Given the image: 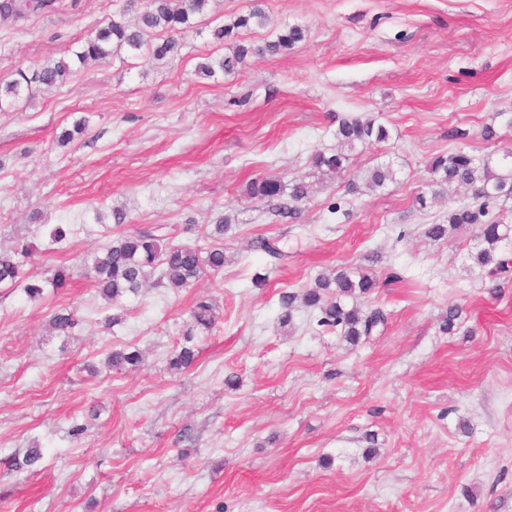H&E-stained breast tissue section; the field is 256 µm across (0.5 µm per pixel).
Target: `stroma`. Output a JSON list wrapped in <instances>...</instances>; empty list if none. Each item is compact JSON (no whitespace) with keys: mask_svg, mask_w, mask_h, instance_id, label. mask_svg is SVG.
Segmentation results:
<instances>
[{"mask_svg":"<svg viewBox=\"0 0 512 512\" xmlns=\"http://www.w3.org/2000/svg\"><path fill=\"white\" fill-rule=\"evenodd\" d=\"M124 4L57 0L0 22V81L69 57L110 19L135 23ZM256 5L271 23L243 39L285 25L305 39L237 77L200 76L204 55L229 50L213 29ZM194 23L173 60L92 62L67 88L0 110V247L31 242L35 278L70 273L34 299L0 284V512H512V273L489 293L475 227L424 234L471 199L427 171L457 132L476 155L512 150V0H212ZM364 114L391 139L352 152L298 218L247 196L254 177L310 173L313 154L338 148L335 117ZM82 118L87 133L58 146ZM382 161L396 183L349 192ZM434 189L419 210L416 195ZM224 216V268L189 288L156 284L109 306L86 272L121 230L206 249ZM54 224L74 229L59 249ZM259 235L280 238L287 259L251 250ZM345 267L374 276L360 303L385 309L384 329L352 345L303 307L280 327L282 292ZM202 297L219 317L174 372ZM452 306L462 315L446 332ZM62 308L79 320L68 337L49 325ZM108 311L122 316L110 331ZM122 349L143 362L107 367ZM30 447L41 471L11 470Z\"/></svg>","mask_w":512,"mask_h":512,"instance_id":"1","label":"stroma"}]
</instances>
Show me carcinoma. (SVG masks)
I'll use <instances>...</instances> for the list:
<instances>
[{
	"label": "carcinoma",
	"mask_w": 512,
	"mask_h": 512,
	"mask_svg": "<svg viewBox=\"0 0 512 512\" xmlns=\"http://www.w3.org/2000/svg\"><path fill=\"white\" fill-rule=\"evenodd\" d=\"M56 0H0V19L26 18L54 8ZM210 0H148L144 11L138 15L135 25L129 26L115 20L108 21L96 35L86 40L74 52L80 64L88 61H101L126 52L133 58H141L148 63L162 62L179 51L177 35L193 27L196 16L207 12ZM270 18L259 6H254L246 15L233 22L218 26L213 30V38L222 42L233 41L230 53L219 57L207 56L199 63L200 75L210 79L218 75L236 76L245 68L254 55L274 56L288 51L305 37V31L297 25H286L278 30L275 37L261 45L246 43L238 39V30L265 28ZM73 60V61H75ZM73 61L58 59L47 61L38 69L27 73L17 70V77L0 82V107L12 103L21 90L32 89V85L48 88H62L70 81ZM336 140L340 150L312 156V175L332 179L345 171L350 160L349 152L358 146L381 144L391 138V129L374 117L344 116L337 120ZM428 171L436 184L457 185L471 192L473 202L460 203L448 210L445 222L430 225L425 234L439 240L463 225L480 229L483 247L473 256L475 264L490 268L493 278L512 271L509 258L501 256L500 243L512 235L509 220L493 213L491 204L505 198H512V151L496 157L492 154L476 156L466 146L440 153L428 162ZM396 181V170L390 163H380L361 176L360 182L351 183L352 193L364 190L374 192ZM311 184L303 178H296L289 185L288 201L275 205L276 213L294 217L300 213V203L309 198ZM281 182L272 176L258 177L247 185V195L257 201L272 203L283 197ZM50 243L63 245L73 235L69 224H56L48 232ZM252 249L262 251L275 260H282L288 254L280 247V239L258 236L252 240ZM33 253V245L16 242L8 250L0 249V284L10 283L20 286L27 296L35 298L49 285L55 289L64 288L70 274L63 267L54 270L52 276L43 283H29L24 266ZM219 271L224 267V247L212 246L206 250L190 246L164 242V239L151 231L140 230L122 233L112 240L91 266L94 281L102 295L116 302L127 294H137L149 279L169 287L188 288L197 281L204 268ZM376 287V280L366 274L355 275L343 269L333 276L322 275L314 285L302 292H283L279 303L282 309V322L288 323L296 303L320 314L318 325L340 331L346 340L356 343L361 338L373 335L374 331L387 323L386 314L379 308L365 313L353 304L348 306L341 299H356L368 294ZM217 315L215 305L206 300L196 303L192 310L193 326L210 331ZM55 331L63 336L71 335L78 323L73 311L62 308L51 318ZM185 344L170 360V368L181 371L189 368L196 359L193 344V330L184 334ZM140 362L138 352L114 351L108 364L115 369ZM43 453L41 449H26L22 458L14 459L17 470L38 472Z\"/></svg>",
	"instance_id": "1"
}]
</instances>
